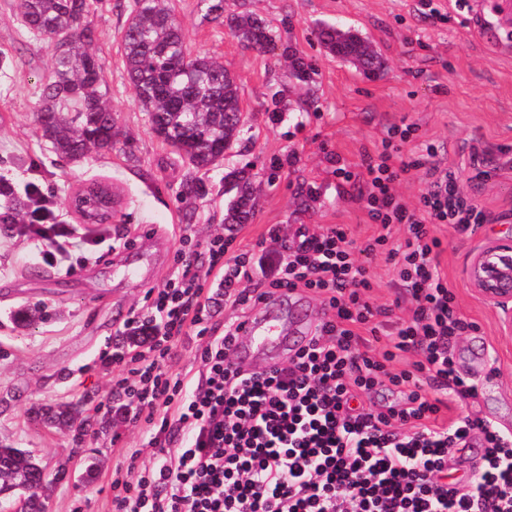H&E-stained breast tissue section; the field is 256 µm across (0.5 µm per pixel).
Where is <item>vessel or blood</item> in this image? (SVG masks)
Returning a JSON list of instances; mask_svg holds the SVG:
<instances>
[{"label": "vessel or blood", "instance_id": "b4317fda", "mask_svg": "<svg viewBox=\"0 0 512 512\" xmlns=\"http://www.w3.org/2000/svg\"><path fill=\"white\" fill-rule=\"evenodd\" d=\"M467 31L493 30L512 33V0H466ZM288 300L281 297L264 302L249 318L245 333L234 344L240 367L261 371L277 364L279 355L290 353L310 339V331L292 335L295 325L288 316Z\"/></svg>", "mask_w": 512, "mask_h": 512}]
</instances>
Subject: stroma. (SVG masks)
<instances>
[{
    "label": "stroma",
    "mask_w": 512,
    "mask_h": 512,
    "mask_svg": "<svg viewBox=\"0 0 512 512\" xmlns=\"http://www.w3.org/2000/svg\"><path fill=\"white\" fill-rule=\"evenodd\" d=\"M415 0H224L225 22L204 19L200 0H170L186 51L224 63L240 83L246 139L208 171L192 173L174 148L158 139L124 70L122 36L132 0H96L92 15L103 75L120 136L112 149L78 160L59 158L36 120L39 88L52 67L46 41L20 36L16 0H0V179L29 201L31 187L50 196L57 222L76 225L93 246L74 272L43 264L30 237L0 224V442L31 452L51 487L46 512H108L98 489L123 448L145 447L142 428H116L97 406L110 391L111 368L99 354L119 336L132 310L176 267L182 236L205 241L221 233L254 244L266 225H349L355 238L373 225L359 188L339 182L328 153L357 166L380 146L388 127L414 123L421 138L444 147L445 165L460 169L461 189L498 218L461 233L441 225L440 268L459 312L477 325L454 343L456 370L478 386L452 403L512 431V336L495 309L476 298L465 278L474 250L512 233V170L471 181L469 149L496 155L512 148V40L497 45L458 23H435L414 11ZM250 15L275 32L266 52L243 45L227 20ZM359 28L378 47L384 67L365 76L317 42L316 22ZM297 51L311 79L290 95L289 110L272 120L270 89L287 83L284 56ZM295 162L275 171L274 159ZM251 164L257 188L253 218L224 221V174ZM198 176L203 198L180 201L181 184ZM111 184L122 203L113 223L83 224L70 196L87 184ZM79 404L93 426L86 433L52 418L51 409ZM120 441H113L114 432Z\"/></svg>",
    "instance_id": "1"
}]
</instances>
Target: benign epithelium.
I'll list each match as a JSON object with an SVG mask.
<instances>
[{"instance_id":"1","label":"benign epithelium","mask_w":512,"mask_h":512,"mask_svg":"<svg viewBox=\"0 0 512 512\" xmlns=\"http://www.w3.org/2000/svg\"><path fill=\"white\" fill-rule=\"evenodd\" d=\"M100 201L93 202L86 190L71 196L70 209L87 223L105 224L114 220L120 196L111 186L97 187ZM473 294L494 308L499 315L501 331L512 335V236L486 243L476 250L466 268Z\"/></svg>"}]
</instances>
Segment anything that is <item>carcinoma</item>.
<instances>
[{"instance_id": "carcinoma-1", "label": "carcinoma", "mask_w": 512, "mask_h": 512, "mask_svg": "<svg viewBox=\"0 0 512 512\" xmlns=\"http://www.w3.org/2000/svg\"><path fill=\"white\" fill-rule=\"evenodd\" d=\"M94 0H20L24 34L48 38L52 68L37 106L42 136L62 158L77 159L112 147L116 122L104 82L102 61L93 43ZM232 34L258 50L274 42L260 19L231 21ZM316 34L323 48L355 64L365 75L379 70L380 58L369 38L338 23L320 21ZM124 63L130 85L153 133L175 148L196 172L209 170L237 128L240 85L224 64L207 56H188L182 27L169 0H134L123 32ZM311 68L292 56L289 78L310 79ZM224 223L245 224L255 211L250 165L224 175ZM0 495L30 483L43 494L50 481L37 477L39 465L27 451L0 444Z\"/></svg>"}]
</instances>
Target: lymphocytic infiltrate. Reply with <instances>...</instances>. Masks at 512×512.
Returning <instances> with one entry per match:
<instances>
[{
  "mask_svg": "<svg viewBox=\"0 0 512 512\" xmlns=\"http://www.w3.org/2000/svg\"><path fill=\"white\" fill-rule=\"evenodd\" d=\"M393 125L358 170L330 161L376 229L363 240L346 225H269L253 248L229 255L217 234L180 251L178 267L132 312L104 355L118 366L101 411L144 427L152 458L125 449L102 491L112 512H512V435L469 415L447 419V396L474 395L459 374L454 339L475 330L459 316L440 270L438 226L467 232L489 215L419 139ZM426 185L408 205L396 185L410 172ZM21 234L41 240L43 262L72 268L86 239L52 223V203L32 189ZM395 268L392 305L371 300L368 266ZM312 292L325 307L310 343L263 373L237 368L232 345L245 317L282 292ZM405 310L393 319L394 309ZM204 339L194 374L174 371L188 337ZM409 368L396 370L405 355ZM400 400L377 405L379 389ZM481 448L478 473L448 478V460Z\"/></svg>",
  "mask_w": 512,
  "mask_h": 512,
  "instance_id": "1",
  "label": "lymphocytic infiltrate"
}]
</instances>
